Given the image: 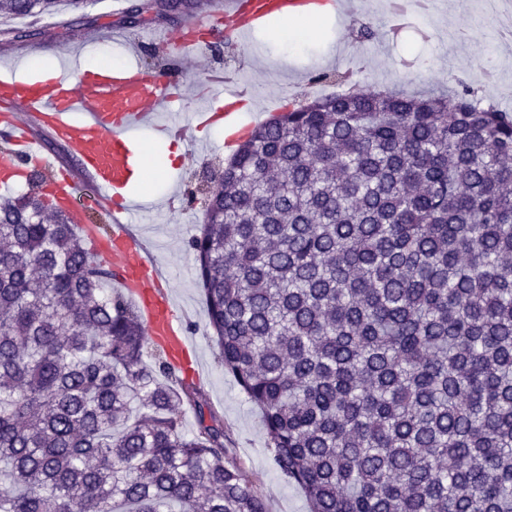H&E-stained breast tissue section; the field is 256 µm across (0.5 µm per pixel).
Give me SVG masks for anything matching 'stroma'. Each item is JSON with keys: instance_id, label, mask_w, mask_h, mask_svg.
Instances as JSON below:
<instances>
[{"instance_id": "1", "label": "stroma", "mask_w": 512, "mask_h": 512, "mask_svg": "<svg viewBox=\"0 0 512 512\" xmlns=\"http://www.w3.org/2000/svg\"><path fill=\"white\" fill-rule=\"evenodd\" d=\"M134 2L93 0L80 22L74 21L69 11L62 12L57 20H37L33 23L39 31L36 38L0 39V65H10L12 74L28 80L39 75L30 67V57L43 53L72 75L78 65L99 59L101 49L109 46L116 52L113 65L154 73L161 68L168 48L141 41L144 30L176 33L186 19H204L210 0H197L196 8L187 16H155L145 28L122 23L126 9ZM365 24L378 30L376 40L360 42L357 31ZM278 27V22L268 23L241 40L217 29L214 39L220 42V51L201 54L199 66L187 72L189 81L197 83L212 70L227 69L262 90L286 84L301 98L311 100L337 90L335 84L315 81V73L339 71L352 73L363 87H388L416 95L445 92L464 84L501 108L512 110V44L501 42L498 22L478 9L474 0H464L460 8L452 0H439L435 22L406 24L396 36L388 32L379 0H357L351 15L326 21L321 32L299 47L277 37ZM492 57L498 67L493 79L487 80L481 71ZM184 125L183 140L171 141L146 131L135 143L136 150L150 151L159 165L148 172L147 189L138 192L140 207L133 229L169 279L203 369L196 385L205 403L224 418V427L234 442V462L249 475L268 512H309L307 498L288 483L274 463L259 410L225 373L206 333L205 298L196 281L194 255L187 245L201 220L204 203L189 202L187 192L198 186L204 170L227 163L231 154L225 151L219 132L199 131L189 118ZM168 151L174 158L167 165L162 158ZM173 184L181 199L175 210L168 211L162 208L161 198Z\"/></svg>"}]
</instances>
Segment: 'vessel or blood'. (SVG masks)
Instances as JSON below:
<instances>
[{"label": "vessel or blood", "mask_w": 512, "mask_h": 512, "mask_svg": "<svg viewBox=\"0 0 512 512\" xmlns=\"http://www.w3.org/2000/svg\"><path fill=\"white\" fill-rule=\"evenodd\" d=\"M352 5L353 0H213L212 12L240 37L276 15L322 8L342 16ZM211 33L202 21L184 23L164 67L154 75L86 67L75 85L64 76L19 82L0 75V139L8 143L0 151V190L17 185L29 168L46 173L45 191L95 241L116 287L126 289L141 310L149 336L186 373L191 370L189 338L174 314L172 293L162 287L158 265L128 229L135 207L127 194L139 177L130 135L156 125L165 137L182 139L183 125L172 113L193 97L201 102L193 114L197 126L220 123L227 142L241 138L231 117L250 102L247 90L238 81L213 75L209 81L221 92L212 99L205 89L187 83L182 62L188 52L203 50ZM52 142L72 149L76 166L61 165L47 150ZM103 201L111 225L104 235L87 219L89 207Z\"/></svg>", "instance_id": "obj_1"}]
</instances>
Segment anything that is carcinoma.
<instances>
[{
  "label": "carcinoma",
  "mask_w": 512,
  "mask_h": 512,
  "mask_svg": "<svg viewBox=\"0 0 512 512\" xmlns=\"http://www.w3.org/2000/svg\"><path fill=\"white\" fill-rule=\"evenodd\" d=\"M88 3L0 0V24ZM28 182L0 199V512H267ZM206 193L210 339L310 512H512V112L465 85L294 101Z\"/></svg>",
  "instance_id": "carcinoma-1"
}]
</instances>
